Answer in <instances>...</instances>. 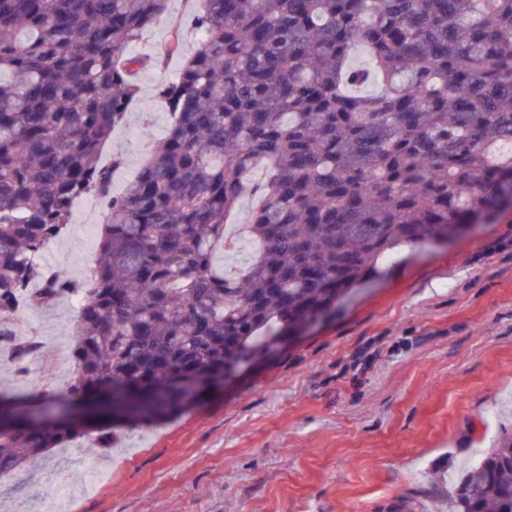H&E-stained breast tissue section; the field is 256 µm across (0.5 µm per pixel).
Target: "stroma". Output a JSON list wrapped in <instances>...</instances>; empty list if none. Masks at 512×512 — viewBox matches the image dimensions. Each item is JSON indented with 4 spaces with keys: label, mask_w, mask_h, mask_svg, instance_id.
Here are the masks:
<instances>
[{
    "label": "stroma",
    "mask_w": 512,
    "mask_h": 512,
    "mask_svg": "<svg viewBox=\"0 0 512 512\" xmlns=\"http://www.w3.org/2000/svg\"><path fill=\"white\" fill-rule=\"evenodd\" d=\"M200 0L169 12L127 52L159 56L173 26L183 53L197 46ZM181 56L140 69L137 100L112 134L104 162L126 185L166 135L158 86ZM79 224L44 255L82 277ZM46 342L27 381L0 362V390L41 391L59 351L73 342L67 300L11 315ZM512 208L447 243L399 247L335 307L278 351L241 369L180 415L118 425L113 448L80 438L0 480V512H395L417 503L446 512L448 477L474 445L512 429ZM500 410L496 425L488 414Z\"/></svg>",
    "instance_id": "1"
}]
</instances>
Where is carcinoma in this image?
I'll return each instance as SVG.
<instances>
[{"mask_svg": "<svg viewBox=\"0 0 512 512\" xmlns=\"http://www.w3.org/2000/svg\"><path fill=\"white\" fill-rule=\"evenodd\" d=\"M169 2L0 0V315L75 200L109 197L89 277L59 275L31 304L85 290L62 399L138 423L275 350L397 244L512 205V0H202L204 38L157 88L168 133L113 193L102 148L147 63L125 51ZM248 195L261 249L227 274L215 258ZM2 337L24 362L27 342L0 322ZM39 411L49 426L0 433V477L84 435ZM452 512H512L511 432L459 479Z\"/></svg>", "mask_w": 512, "mask_h": 512, "instance_id": "obj_1", "label": "carcinoma"}]
</instances>
